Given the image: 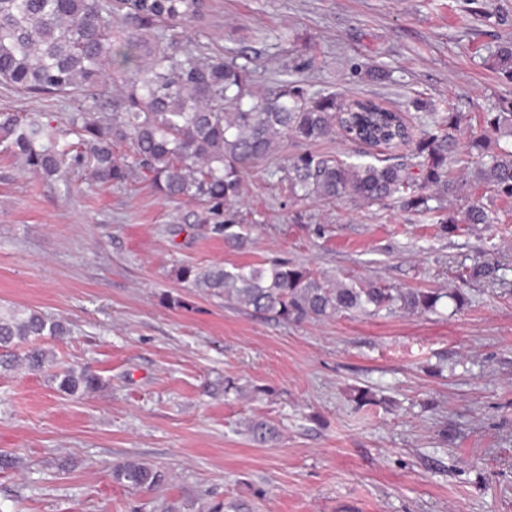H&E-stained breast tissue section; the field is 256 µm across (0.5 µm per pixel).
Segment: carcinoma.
Listing matches in <instances>:
<instances>
[{
    "mask_svg": "<svg viewBox=\"0 0 512 512\" xmlns=\"http://www.w3.org/2000/svg\"><path fill=\"white\" fill-rule=\"evenodd\" d=\"M206 0H0V84L34 97L71 95L81 109L61 127L42 112L20 118L0 113V145L23 167L46 178L88 170L101 185L148 184L160 196L200 206L179 212L173 224H200L244 243L224 218V206L239 197L244 175L260 159L293 138L314 143L344 122L347 135L370 147L405 141L407 161L375 157L349 163L305 151L281 169L280 181L298 199L387 202L419 216L446 217L447 234L500 223L494 202L512 200V96H500L480 117L483 133L460 151V113L417 99L419 134L409 133L404 114L366 99L311 93L291 82L277 91L255 89L252 70L221 53L174 45V31L199 16ZM488 65L512 84V42L491 52ZM121 86L99 112L102 87ZM126 143L122 159L113 148ZM474 165L472 193L462 197L453 166ZM500 266L475 262L448 292L391 288L370 280L345 281L287 262L269 265H182L176 278L243 309L283 322L323 319L338 313L378 316L385 312H433L442 299L455 310L468 305L465 286L496 284ZM66 334L60 320L36 309L0 307V372L24 367L50 372L57 389L81 397L102 381L88 368L52 371L54 354L42 341ZM250 439L266 444L276 428L264 420L245 426ZM112 479L131 489H156L167 474L129 458L112 467ZM243 502L215 501L203 512H246Z\"/></svg>",
    "mask_w": 512,
    "mask_h": 512,
    "instance_id": "1",
    "label": "carcinoma"
}]
</instances>
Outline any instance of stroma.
Here are the masks:
<instances>
[{
	"label": "stroma",
	"mask_w": 512,
	"mask_h": 512,
	"mask_svg": "<svg viewBox=\"0 0 512 512\" xmlns=\"http://www.w3.org/2000/svg\"><path fill=\"white\" fill-rule=\"evenodd\" d=\"M508 25L464 0H207L180 41L249 60L257 89L301 81L313 92L373 99L413 114L412 101L461 112L460 142L496 96L488 66L512 39V0H486ZM389 72L374 81L366 69ZM75 98H32L0 85V112L59 119ZM311 150L361 161L341 131L282 141L250 170L230 209L248 234L234 250L199 229L173 234L179 206L145 185L109 188L86 173L45 179L0 151V305L62 320L46 339L56 369L102 379L80 398L48 375H0V512H161L165 503L244 500L253 512H512V203L479 234H443L398 207L291 197L277 173ZM504 264L505 284L470 288L454 311L338 314L280 323L198 292L177 264L285 259L397 288L448 289L461 265ZM180 296L182 308L161 298ZM243 395L224 391L225 380ZM255 386L270 388L253 398ZM377 404L356 408V390ZM279 431L261 446L241 424ZM138 458L169 484L133 491L114 463Z\"/></svg>",
	"instance_id": "obj_1"
}]
</instances>
